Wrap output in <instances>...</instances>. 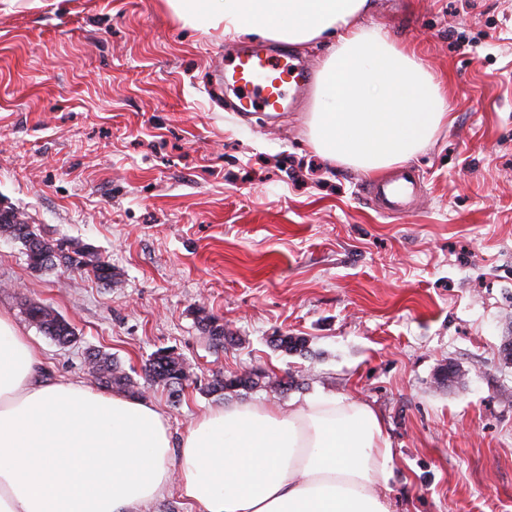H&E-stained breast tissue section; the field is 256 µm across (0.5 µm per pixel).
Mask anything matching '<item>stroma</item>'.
I'll list each match as a JSON object with an SVG mask.
<instances>
[{
  "mask_svg": "<svg viewBox=\"0 0 512 512\" xmlns=\"http://www.w3.org/2000/svg\"><path fill=\"white\" fill-rule=\"evenodd\" d=\"M43 2L0 0V209L114 273L36 272L0 235V311L51 375L87 378L88 352L106 353L176 437L210 409L352 398L383 420L395 512H512V0H369L363 24L444 78L451 117L410 160L423 192L397 216L367 199L369 174L312 148L310 107L234 111L233 38L163 0ZM34 302L71 323L70 345L28 323ZM161 347L197 382L176 405L145 378ZM448 364L462 381L438 383ZM251 369L294 386L204 390Z\"/></svg>",
  "mask_w": 512,
  "mask_h": 512,
  "instance_id": "1",
  "label": "stroma"
}]
</instances>
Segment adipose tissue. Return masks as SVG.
<instances>
[{"label": "adipose tissue", "mask_w": 512, "mask_h": 512, "mask_svg": "<svg viewBox=\"0 0 512 512\" xmlns=\"http://www.w3.org/2000/svg\"><path fill=\"white\" fill-rule=\"evenodd\" d=\"M164 2L230 37H331L308 126L313 148L339 164L402 165L449 121L445 85L421 56L362 24L368 0ZM391 459L374 410L326 394L285 412L208 410L173 440L147 398L49 376L0 312V512H140L174 486L193 512H392Z\"/></svg>", "instance_id": "ef3b65f1"}]
</instances>
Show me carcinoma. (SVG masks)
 I'll list each match as a JSON object with an SVG mask.
<instances>
[{"label":"carcinoma","mask_w":512,"mask_h":512,"mask_svg":"<svg viewBox=\"0 0 512 512\" xmlns=\"http://www.w3.org/2000/svg\"><path fill=\"white\" fill-rule=\"evenodd\" d=\"M0 233H6L20 240L26 250L29 267L42 270L55 265L57 259L75 271H91L94 276L107 284L112 283V266L104 259L96 256L86 247L70 246L69 253H63L61 243H53L38 236L23 223L13 211L0 212ZM27 319L45 334L53 337L61 344H70L75 338L73 327L62 316L50 307L31 303L25 308ZM204 330L216 340L234 341V337L224 334V324L211 315L200 317ZM271 343L285 353H303L306 351V340L299 336H275ZM90 374L102 388L110 390L114 387L124 391H135L136 383L127 375L119 372L112 359L99 352L89 355ZM145 375L156 386L170 391L176 399L181 397L184 384L190 380L186 374L184 362L180 354L170 347L159 348L151 355L145 366ZM293 386V381L273 376L266 371L252 369L241 374L218 376L208 383L206 392L224 395L240 390L270 389L282 393Z\"/></svg>","instance_id":"1"}]
</instances>
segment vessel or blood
<instances>
[{
  "label": "vessel or blood",
  "mask_w": 512,
  "mask_h": 512,
  "mask_svg": "<svg viewBox=\"0 0 512 512\" xmlns=\"http://www.w3.org/2000/svg\"><path fill=\"white\" fill-rule=\"evenodd\" d=\"M224 82L236 90L239 111L284 112L294 104L293 84L308 88L311 75L306 70L295 71L284 55L250 45L237 50L230 69L224 72ZM419 189V179L406 169L395 179L369 183L366 194L379 208L395 215L405 210Z\"/></svg>",
  "instance_id": "vessel-or-blood-1"
}]
</instances>
